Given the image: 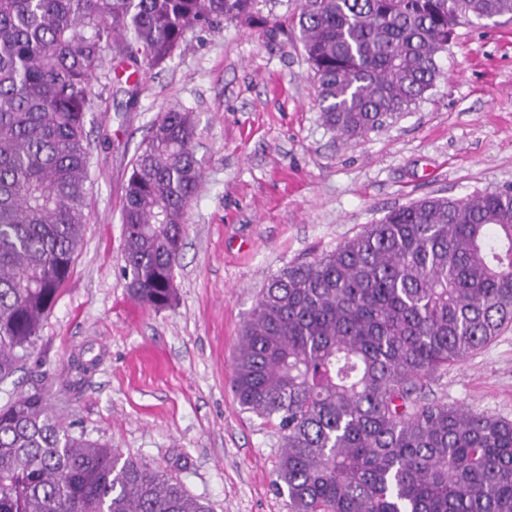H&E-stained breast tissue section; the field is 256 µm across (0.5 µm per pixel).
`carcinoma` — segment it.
I'll return each mask as SVG.
<instances>
[{
	"instance_id": "1",
	"label": "carcinoma",
	"mask_w": 512,
	"mask_h": 512,
	"mask_svg": "<svg viewBox=\"0 0 512 512\" xmlns=\"http://www.w3.org/2000/svg\"><path fill=\"white\" fill-rule=\"evenodd\" d=\"M258 0H0V385L32 358L81 248L87 124L104 52L130 70L186 35L258 19ZM512 0H301L299 41L324 126L347 140L434 88L439 56ZM196 118L169 109L121 210L130 295L175 298L201 171ZM512 327V187L396 207L262 288L233 361L241 408L277 424L291 512H512V421L427 402L436 374ZM0 512H211L178 478L50 412L35 387L0 406Z\"/></svg>"
}]
</instances>
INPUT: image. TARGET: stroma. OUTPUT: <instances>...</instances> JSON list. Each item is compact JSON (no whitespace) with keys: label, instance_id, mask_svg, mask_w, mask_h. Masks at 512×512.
I'll use <instances>...</instances> for the list:
<instances>
[{"label":"stroma","instance_id":"1","mask_svg":"<svg viewBox=\"0 0 512 512\" xmlns=\"http://www.w3.org/2000/svg\"><path fill=\"white\" fill-rule=\"evenodd\" d=\"M512 19H471L435 87L356 141L322 123L296 31L227 22L190 32L172 61L98 86L88 124L84 244L31 361L0 387L42 386L64 423L178 477L213 512H289L274 488L280 433L231 389L239 332L284 268L336 248L388 210L512 186ZM197 120L202 170L186 214L172 307L132 299L122 267L124 188L153 122ZM92 362L80 374L78 362ZM430 400L512 420V328L439 373Z\"/></svg>","mask_w":512,"mask_h":512}]
</instances>
